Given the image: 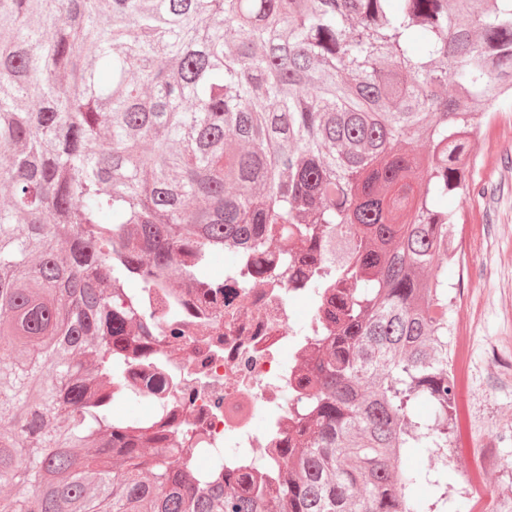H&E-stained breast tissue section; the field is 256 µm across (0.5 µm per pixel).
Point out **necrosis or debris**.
Segmentation results:
<instances>
[{
    "mask_svg": "<svg viewBox=\"0 0 512 512\" xmlns=\"http://www.w3.org/2000/svg\"><path fill=\"white\" fill-rule=\"evenodd\" d=\"M285 281L253 275L246 287L212 296L173 283L150 289L144 303L155 315H176L180 336H147L142 359L125 373L129 394L147 405L139 424L178 449L199 485L236 492L272 490L284 466L280 453L324 338L303 330ZM263 425H256V418Z\"/></svg>",
    "mask_w": 512,
    "mask_h": 512,
    "instance_id": "1",
    "label": "necrosis or debris"
}]
</instances>
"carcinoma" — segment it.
Masks as SVG:
<instances>
[{"label":"carcinoma","mask_w":512,"mask_h":512,"mask_svg":"<svg viewBox=\"0 0 512 512\" xmlns=\"http://www.w3.org/2000/svg\"><path fill=\"white\" fill-rule=\"evenodd\" d=\"M508 111L512 0H0V512L448 502L435 263L460 253L476 131ZM298 249L331 293L288 469L270 504L206 491L112 416L157 326L141 295L223 294L222 253L288 279Z\"/></svg>","instance_id":"obj_1"}]
</instances>
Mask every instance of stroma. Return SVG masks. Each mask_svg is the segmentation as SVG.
I'll return each mask as SVG.
<instances>
[{
	"mask_svg": "<svg viewBox=\"0 0 512 512\" xmlns=\"http://www.w3.org/2000/svg\"><path fill=\"white\" fill-rule=\"evenodd\" d=\"M472 172L481 192L460 203L461 260L448 266V349L465 345L468 375L458 403V472L449 512L512 508V113L482 127Z\"/></svg>",
	"mask_w": 512,
	"mask_h": 512,
	"instance_id": "35a3bbf8",
	"label": "stroma"
}]
</instances>
